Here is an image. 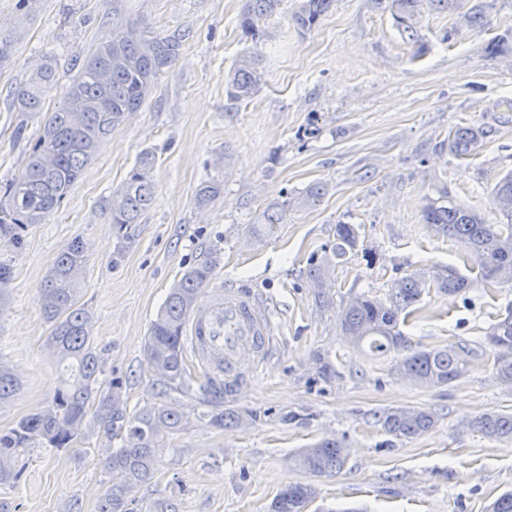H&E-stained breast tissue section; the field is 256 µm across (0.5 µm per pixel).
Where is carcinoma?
I'll return each instance as SVG.
<instances>
[{
  "instance_id": "cac0c4a2",
  "label": "carcinoma",
  "mask_w": 512,
  "mask_h": 512,
  "mask_svg": "<svg viewBox=\"0 0 512 512\" xmlns=\"http://www.w3.org/2000/svg\"><path fill=\"white\" fill-rule=\"evenodd\" d=\"M333 0H301L293 23L313 27L328 11ZM457 0H389V10L399 32L414 36L423 5L448 11ZM278 0H246L240 28L253 43L263 40L265 30L259 21L272 13ZM112 40L92 49L83 59L65 93L61 106L48 113L42 134L32 148L23 171L0 194V239L22 243L23 234L33 224L43 223L68 198L85 167L95 158L129 116L138 111L155 88L158 77L178 59L182 37H144L140 23L126 18L114 25ZM55 68L47 64L20 87L14 97L22 112L41 111L42 102L55 83ZM265 82L262 58L254 52L243 55L228 78L231 95L249 100ZM479 143V131L459 128L448 136V147L458 156L471 154ZM155 153H140L127 182L112 193L110 223L126 227L141 222L150 208L154 187L151 171ZM222 192V184L210 181L197 191L195 202L205 207ZM494 208L507 219L505 224H488L482 215L455 204L443 191L427 199L422 209L424 223L436 234L463 244L478 259L483 280L512 285V173L501 177L492 190ZM288 202L270 205L262 223L244 231L245 242L253 243L270 235L282 223ZM336 246L332 256L310 260L307 277L318 297L328 298L326 287L335 259L357 246V233L350 224L336 225ZM86 243L72 239L60 251L44 287L41 309L51 323L50 344L70 375L57 388L50 405L41 413L18 420L0 430V484H13L19 478L15 459L36 443L52 448L73 444L88 414L103 434L122 442L109 459L111 484L101 497L98 512H133L130 493L152 478L154 462L163 447L162 433L178 432L188 423V415L174 408L128 410L127 398L119 381L101 379L104 375L100 353L92 336V316L80 304V289L86 263ZM214 266L200 262L188 268L171 288L164 305L152 321L143 347L147 369L161 384L184 390L192 374L186 361L182 336L204 288L210 283ZM432 281L448 294H459L472 287L469 279L452 265L432 272ZM427 279L410 276L387 300L369 294L350 297L342 312L344 336L355 345H368L372 352L396 350L400 353L394 373L424 386L446 385L466 372L467 362L454 346L429 350L413 346L399 329L400 315L420 302ZM487 337H496L494 371L500 383L512 387V309L493 323ZM18 390V382L8 365L0 360V403ZM256 420L252 412L218 411L211 423L219 428L228 424L243 426ZM383 429L396 437L416 438L435 424V416L424 408L400 407L378 418ZM474 426L491 437H512V412L485 414ZM345 463V448L334 438H324L295 457V466L312 477H331ZM317 487L311 482L286 484L271 505V512H305L316 499Z\"/></svg>"
}]
</instances>
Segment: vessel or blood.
<instances>
[{
  "instance_id": "obj_1",
  "label": "vessel or blood",
  "mask_w": 512,
  "mask_h": 512,
  "mask_svg": "<svg viewBox=\"0 0 512 512\" xmlns=\"http://www.w3.org/2000/svg\"><path fill=\"white\" fill-rule=\"evenodd\" d=\"M190 355L206 388L232 400L274 348L269 311L254 290L218 286L204 290L187 323Z\"/></svg>"
}]
</instances>
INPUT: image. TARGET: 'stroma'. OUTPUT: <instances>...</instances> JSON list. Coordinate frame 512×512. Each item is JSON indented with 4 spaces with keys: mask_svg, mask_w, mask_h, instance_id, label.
I'll return each instance as SVG.
<instances>
[{
    "mask_svg": "<svg viewBox=\"0 0 512 512\" xmlns=\"http://www.w3.org/2000/svg\"><path fill=\"white\" fill-rule=\"evenodd\" d=\"M388 0H333L308 31L292 15L299 0H280L263 27L265 41L243 36L245 0H0V34L15 40L0 65V186L21 170L40 135L41 114L18 111L14 91L46 60L57 85L44 112L59 106L79 63L112 37L114 16L140 20L147 35L182 34L181 54L138 112L117 127L70 196L46 223L28 228L22 246L0 240L13 279L0 296V356L21 387L0 405V429L50 404L60 381L38 298L58 252L73 238L87 244L81 304L106 379L122 382L130 408L175 407L189 423L169 434L154 477L133 490L135 512H270L287 483L307 481L298 449L325 436L346 447L335 476L316 481L307 512H489L512 492V439L472 428L475 418L512 412V387L495 376L487 328L512 307V287L483 281L463 245L423 223L427 198L447 190L457 203L503 218L491 190L512 171V0H459L455 10H423L414 37L396 28ZM483 24L468 27L473 7ZM259 52L266 83L253 99H232L225 78L243 53ZM482 131L465 157L448 135ZM152 150L155 199L140 223L110 224L107 202L139 154ZM220 181L214 203L198 207L203 182ZM326 194L313 206L315 184ZM288 210L273 236L246 244L248 225L270 203ZM350 224L358 242L338 259L319 305L306 271ZM215 257L212 286L255 289L273 308L276 344L252 385L230 401L253 411L249 426L212 427L202 379L177 392L153 384L142 349L170 288L194 263ZM454 265L473 285L446 295L429 286L419 313L401 329L425 349L461 345L468 371L426 387L394 374L396 353L372 356L340 330L345 301L357 293L387 297L403 278ZM332 368L322 376L320 363ZM432 411L435 425L414 439L386 433L391 408ZM291 413L284 423L280 414ZM120 440L86 419L68 448L25 449L18 485H0L10 512H97Z\"/></svg>",
    "mask_w": 512,
    "mask_h": 512,
    "instance_id": "stroma-1",
    "label": "stroma"
}]
</instances>
